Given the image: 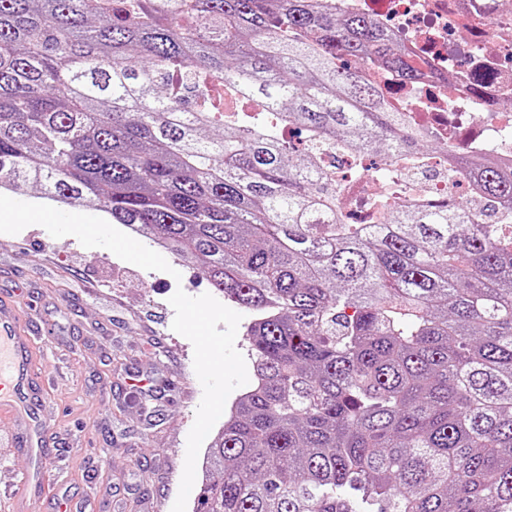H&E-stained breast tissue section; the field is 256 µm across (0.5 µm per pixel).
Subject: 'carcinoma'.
<instances>
[{
	"instance_id": "cac0c4a2",
	"label": "carcinoma",
	"mask_w": 512,
	"mask_h": 512,
	"mask_svg": "<svg viewBox=\"0 0 512 512\" xmlns=\"http://www.w3.org/2000/svg\"><path fill=\"white\" fill-rule=\"evenodd\" d=\"M416 70L317 0H0V189L91 204L254 319L193 512H512V173L486 204L336 212L324 152L429 140L364 72ZM216 85L257 102L228 118Z\"/></svg>"
}]
</instances>
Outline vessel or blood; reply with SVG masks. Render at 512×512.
<instances>
[{
  "mask_svg": "<svg viewBox=\"0 0 512 512\" xmlns=\"http://www.w3.org/2000/svg\"><path fill=\"white\" fill-rule=\"evenodd\" d=\"M30 315V309L0 304V417L12 421L11 440L27 448L35 460L33 470L15 490L20 512H27L51 479V470L42 457V419L34 410L39 401L42 372L27 333Z\"/></svg>",
  "mask_w": 512,
  "mask_h": 512,
  "instance_id": "obj_1",
  "label": "vessel or blood"
}]
</instances>
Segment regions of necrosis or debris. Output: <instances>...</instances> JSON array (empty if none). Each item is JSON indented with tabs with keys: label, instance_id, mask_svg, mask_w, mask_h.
I'll use <instances>...</instances> for the list:
<instances>
[{
	"label": "necrosis or debris",
	"instance_id": "4bbe7bcc",
	"mask_svg": "<svg viewBox=\"0 0 512 512\" xmlns=\"http://www.w3.org/2000/svg\"><path fill=\"white\" fill-rule=\"evenodd\" d=\"M383 23L420 78L407 84L379 65L387 101L411 124L467 153H489L512 164V0H331ZM376 158L336 171V210L348 224H374V202L393 193L416 206H457L475 198L473 178L449 172L446 155L399 167L391 178Z\"/></svg>",
	"mask_w": 512,
	"mask_h": 512
}]
</instances>
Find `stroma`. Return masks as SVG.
I'll return each mask as SVG.
<instances>
[{
  "mask_svg": "<svg viewBox=\"0 0 512 512\" xmlns=\"http://www.w3.org/2000/svg\"><path fill=\"white\" fill-rule=\"evenodd\" d=\"M177 270L148 271L39 225L0 234V301L34 305L31 348L45 371L53 482L36 512H58L62 499L72 512H172L203 390L169 299L209 290ZM33 466L26 450L0 446V512H16L8 493Z\"/></svg>",
  "mask_w": 512,
  "mask_h": 512,
  "instance_id": "stroma-1",
  "label": "stroma"
}]
</instances>
